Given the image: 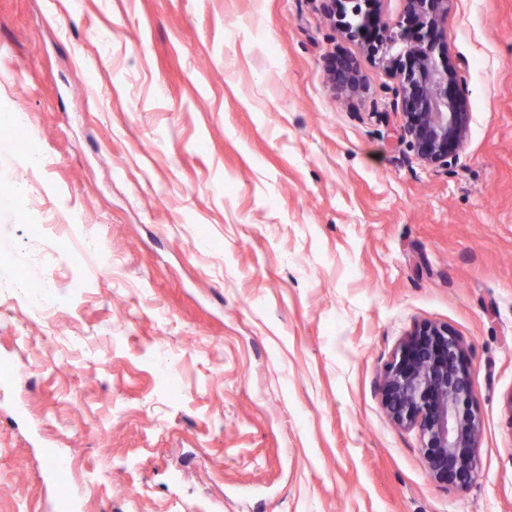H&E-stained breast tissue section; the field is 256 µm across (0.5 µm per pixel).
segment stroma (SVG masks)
<instances>
[{"mask_svg": "<svg viewBox=\"0 0 512 512\" xmlns=\"http://www.w3.org/2000/svg\"><path fill=\"white\" fill-rule=\"evenodd\" d=\"M440 33L471 120L429 164L323 0H0V512H59L53 454L78 512H512V0ZM425 322L475 377L462 490L381 401ZM327 74L333 85L351 93L362 87L359 71L352 59L345 56H333L327 65Z\"/></svg>", "mask_w": 512, "mask_h": 512, "instance_id": "obj_1", "label": "stroma"}]
</instances>
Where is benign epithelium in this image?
<instances>
[{
    "mask_svg": "<svg viewBox=\"0 0 512 512\" xmlns=\"http://www.w3.org/2000/svg\"><path fill=\"white\" fill-rule=\"evenodd\" d=\"M382 0H326L342 32L360 41L367 53L399 76L404 124L427 163L457 155L470 122L456 68L439 38L453 0H400L393 23H377L373 5ZM333 85L351 93L362 87L352 59L333 56L327 65ZM382 404L399 426L415 429L430 477L464 488L478 475L477 448L482 421L474 401L475 380L461 338L446 324L417 326L385 365Z\"/></svg>",
    "mask_w": 512,
    "mask_h": 512,
    "instance_id": "obj_1",
    "label": "benign epithelium"
}]
</instances>
